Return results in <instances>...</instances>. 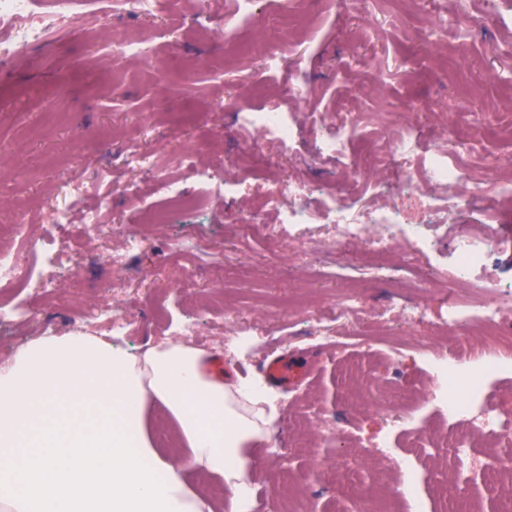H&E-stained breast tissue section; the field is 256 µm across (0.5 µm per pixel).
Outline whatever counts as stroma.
Returning a JSON list of instances; mask_svg holds the SVG:
<instances>
[{"label": "stroma", "mask_w": 512, "mask_h": 512, "mask_svg": "<svg viewBox=\"0 0 512 512\" xmlns=\"http://www.w3.org/2000/svg\"><path fill=\"white\" fill-rule=\"evenodd\" d=\"M95 0H37L31 15L62 32L77 26ZM484 0H423L409 11L402 0H253L249 13L235 0H133L107 21L113 40L130 33L153 53L133 60L98 39L68 40L63 47L34 44L0 62V227L26 221L43 231L48 207L63 201L75 177L108 184L106 221L146 236L143 251L123 276L127 290L113 307L130 327L120 337L129 352L171 336L177 323H197V348L210 353L231 378L254 382L274 397L269 445L257 453L262 470L252 512H369L402 507L399 478L375 480L373 461L407 385L423 394L438 386L425 363L439 347L436 331L447 315L440 288H401L386 279L350 290L368 261L362 245L324 248L332 234L330 203L377 208L395 196L386 180L368 183L346 173V162L315 145L309 114L332 109L344 97L358 99L370 125L391 136L413 123L427 150L451 148L456 138L480 147L477 167L512 173V0H498L505 24L476 26ZM282 52L267 70L254 41ZM277 104L293 122L288 145L227 137L238 107ZM128 152L160 153L161 167L146 175L126 169ZM247 157L252 171L239 186L224 183L227 159ZM209 168L196 181L193 166ZM309 182L305 200L320 216L297 229L300 243L280 233V194L265 181L267 169ZM177 183L205 201L202 210L149 223L164 204L163 184ZM512 226V198L478 197L455 217L439 214L421 225L432 244L429 261L441 279L455 268L449 252L461 233L492 241ZM67 248L56 295L0 288V307L50 320L54 334L79 326L78 309L101 301L113 272L106 251L122 248L120 235L91 243L76 227L51 231ZM192 274V291L181 279ZM358 305L340 318L336 305L347 293ZM418 303L424 324L398 316ZM270 358L288 360L297 376L283 385L261 370ZM477 483L462 495L446 491L458 476L451 453L433 458L418 492L431 512H473L507 493L483 440L472 444Z\"/></svg>", "instance_id": "obj_1"}]
</instances>
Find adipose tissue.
<instances>
[{"label":"adipose tissue","mask_w":512,"mask_h":512,"mask_svg":"<svg viewBox=\"0 0 512 512\" xmlns=\"http://www.w3.org/2000/svg\"><path fill=\"white\" fill-rule=\"evenodd\" d=\"M214 358L177 340L137 354L101 336L71 332L19 348L0 366V463L21 461L39 416L58 419L82 400L114 408L135 430V447L172 487L171 506L213 512L197 479L224 486L223 512H251L260 467L252 446L268 440L272 419L262 392L213 369ZM164 413L180 444L171 454L158 448L149 410Z\"/></svg>","instance_id":"1"}]
</instances>
